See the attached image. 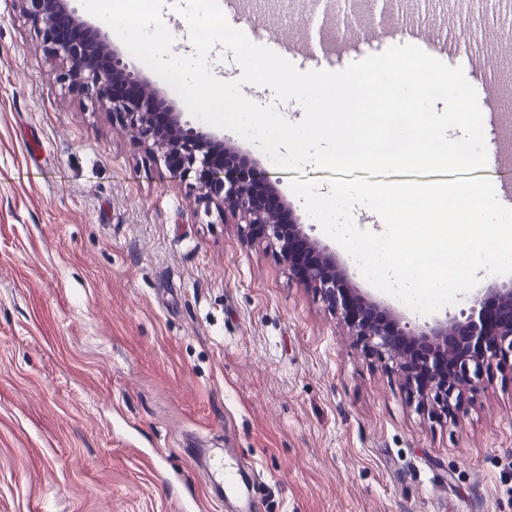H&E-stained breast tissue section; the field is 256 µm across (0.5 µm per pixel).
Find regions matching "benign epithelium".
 <instances>
[{"mask_svg":"<svg viewBox=\"0 0 512 512\" xmlns=\"http://www.w3.org/2000/svg\"><path fill=\"white\" fill-rule=\"evenodd\" d=\"M28 16L39 26L45 51L61 59L66 68L61 79L68 88L94 99L112 113L115 120L130 126L139 139L159 148L155 163L163 164L173 175L185 177L192 171L204 172L200 178L202 199L220 201L224 207L251 226L264 228L263 238L278 244V259L290 274L314 289L317 297L332 311L345 313L346 284L333 261L325 258L304 264L290 247V228L281 223L277 211L258 202V184L265 172L252 166L246 157L232 152L225 156L224 167L209 168L211 155L224 145V138L196 128L179 110L167 107L173 138L158 130L141 102L128 96L116 85L121 78L145 95L144 79L127 69L120 57L112 53L108 36L100 29L82 22L68 0H21ZM338 25L346 34H355L369 24L358 16L357 2L345 0ZM71 23L83 24L88 36L74 41L67 36ZM107 55V66L98 64L97 53ZM355 335L363 346L378 358L391 363L398 373L408 376L412 365L419 363L432 377L430 396L443 412L451 414L460 405L463 390L476 384L490 362L512 368V287L489 290L477 298L469 310L448 315L432 324H393L390 312L373 302L352 322ZM409 336L415 341L414 355L403 352L395 336ZM455 364V374L448 376L441 362Z\"/></svg>","mask_w":512,"mask_h":512,"instance_id":"7a95c632","label":"benign epithelium"}]
</instances>
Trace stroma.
Returning a JSON list of instances; mask_svg holds the SVG:
<instances>
[{"label":"stroma","mask_w":512,"mask_h":512,"mask_svg":"<svg viewBox=\"0 0 512 512\" xmlns=\"http://www.w3.org/2000/svg\"><path fill=\"white\" fill-rule=\"evenodd\" d=\"M260 39L291 30L247 0L227 17ZM512 26V0H402L398 36L346 40L302 71L340 70L411 26L463 43ZM20 0H0V512H230L210 487L222 457L257 480L261 512H512V372L491 367L453 417L369 354L343 316L289 274L268 240L200 197L196 175L156 171L109 112L59 79ZM266 171L307 243L394 321L444 319L512 286L480 276L429 315L362 276L277 168Z\"/></svg>","instance_id":"obj_1"}]
</instances>
